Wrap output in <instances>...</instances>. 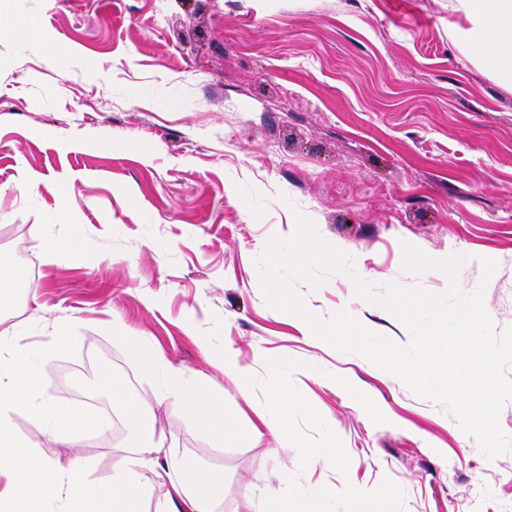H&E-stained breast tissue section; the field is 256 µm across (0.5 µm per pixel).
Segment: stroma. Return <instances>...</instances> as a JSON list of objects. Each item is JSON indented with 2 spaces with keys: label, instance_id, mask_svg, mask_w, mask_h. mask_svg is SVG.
<instances>
[{
  "label": "stroma",
  "instance_id": "stroma-1",
  "mask_svg": "<svg viewBox=\"0 0 512 512\" xmlns=\"http://www.w3.org/2000/svg\"><path fill=\"white\" fill-rule=\"evenodd\" d=\"M453 4L0 0V19L38 20L42 34H0V253L36 269L0 330L37 348L69 323L74 344L43 363L44 391L107 403L97 371L108 364L178 452L223 469L219 512L264 490L308 512L302 482L334 491L327 512H350V482L391 486L395 512H512V453L487 459L440 404L303 335L300 316L268 303L258 266L301 214L353 258L319 287L294 281L318 318L346 310L407 344L354 281L443 291L441 272H403L408 243L466 254L467 291L496 261L484 304L495 331L512 326V81L484 63L492 33ZM69 223L81 254L46 256ZM130 336L223 393L240 422L279 381L309 408L287 447L267 435L218 447L179 403H157L159 378L129 359ZM226 347L252 369V403L214 359ZM332 436L341 465L300 472L299 449ZM131 439L120 420L81 443L94 478Z\"/></svg>",
  "mask_w": 512,
  "mask_h": 512
}]
</instances>
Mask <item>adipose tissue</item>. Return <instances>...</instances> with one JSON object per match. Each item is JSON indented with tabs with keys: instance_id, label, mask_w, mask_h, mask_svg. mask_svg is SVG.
Here are the masks:
<instances>
[{
	"instance_id": "adipose-tissue-1",
	"label": "adipose tissue",
	"mask_w": 512,
	"mask_h": 512,
	"mask_svg": "<svg viewBox=\"0 0 512 512\" xmlns=\"http://www.w3.org/2000/svg\"><path fill=\"white\" fill-rule=\"evenodd\" d=\"M455 8L479 27L499 21L503 36L486 62L512 77V0H455ZM72 342L65 324L57 325L37 351L18 332L0 331V512H145L149 503L154 512H216L224 500L223 471L173 453L165 431L146 417L142 399L107 367L99 371L100 384L122 411L133 439L114 458L107 479H91L89 459L75 448L93 430L95 409L59 405L41 384L40 362L68 350ZM128 350L140 367L161 370L164 397L179 400L212 442L230 446L266 432L284 446L292 438L294 414L303 404L294 388L278 384L255 421L243 426L225 411L222 395L167 364L146 338L132 339ZM22 415L40 420L37 434L18 437L15 419ZM47 441L70 449L67 461L44 458L41 448ZM147 470L154 482L144 481ZM157 484L166 488L159 500L153 497Z\"/></svg>"
}]
</instances>
